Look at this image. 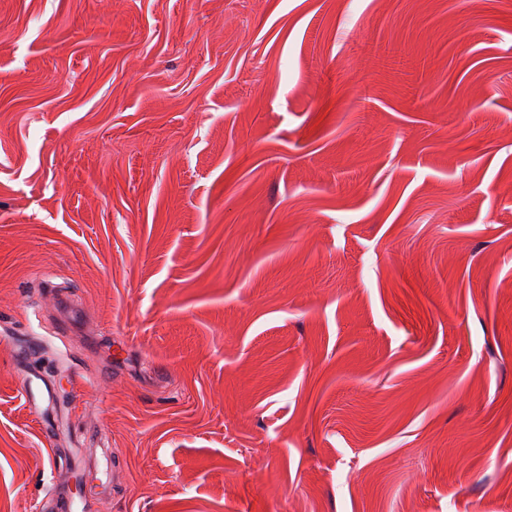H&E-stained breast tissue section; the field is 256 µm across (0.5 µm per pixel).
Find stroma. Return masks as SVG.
I'll use <instances>...</instances> for the list:
<instances>
[{
    "instance_id": "obj_1",
    "label": "stroma",
    "mask_w": 512,
    "mask_h": 512,
    "mask_svg": "<svg viewBox=\"0 0 512 512\" xmlns=\"http://www.w3.org/2000/svg\"><path fill=\"white\" fill-rule=\"evenodd\" d=\"M19 344L123 466L93 512H512V0H0V512H42Z\"/></svg>"
}]
</instances>
